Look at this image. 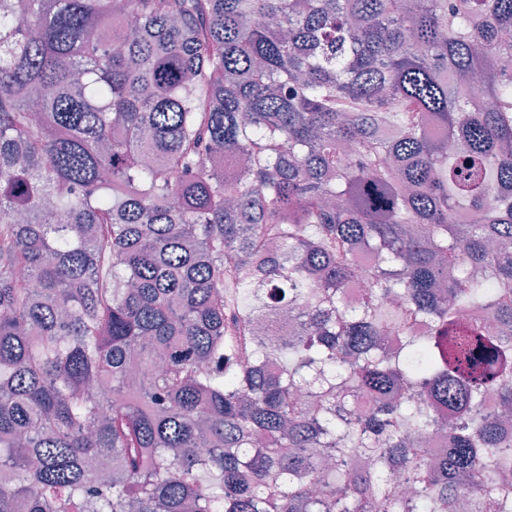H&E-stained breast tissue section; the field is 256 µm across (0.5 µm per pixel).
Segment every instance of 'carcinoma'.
<instances>
[{
	"label": "carcinoma",
	"mask_w": 512,
	"mask_h": 512,
	"mask_svg": "<svg viewBox=\"0 0 512 512\" xmlns=\"http://www.w3.org/2000/svg\"><path fill=\"white\" fill-rule=\"evenodd\" d=\"M508 30L0 0V512H512Z\"/></svg>",
	"instance_id": "cac0c4a2"
}]
</instances>
